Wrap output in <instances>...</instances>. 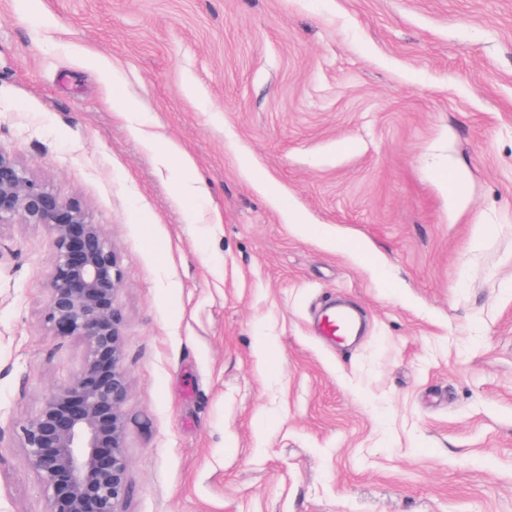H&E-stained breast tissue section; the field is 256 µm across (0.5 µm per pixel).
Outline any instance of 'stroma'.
Wrapping results in <instances>:
<instances>
[{"mask_svg": "<svg viewBox=\"0 0 512 512\" xmlns=\"http://www.w3.org/2000/svg\"><path fill=\"white\" fill-rule=\"evenodd\" d=\"M0 151L118 251L124 512H512V0H0ZM52 256L0 226V512L86 350Z\"/></svg>", "mask_w": 512, "mask_h": 512, "instance_id": "1", "label": "stroma"}]
</instances>
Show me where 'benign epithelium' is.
<instances>
[{
    "label": "benign epithelium",
    "instance_id": "obj_1",
    "mask_svg": "<svg viewBox=\"0 0 512 512\" xmlns=\"http://www.w3.org/2000/svg\"><path fill=\"white\" fill-rule=\"evenodd\" d=\"M0 224L44 226L52 259L46 324L57 337L85 340L79 372L51 392L20 427V442L48 512H123L127 495L122 284L112 242L77 200L65 201L0 151Z\"/></svg>",
    "mask_w": 512,
    "mask_h": 512
}]
</instances>
